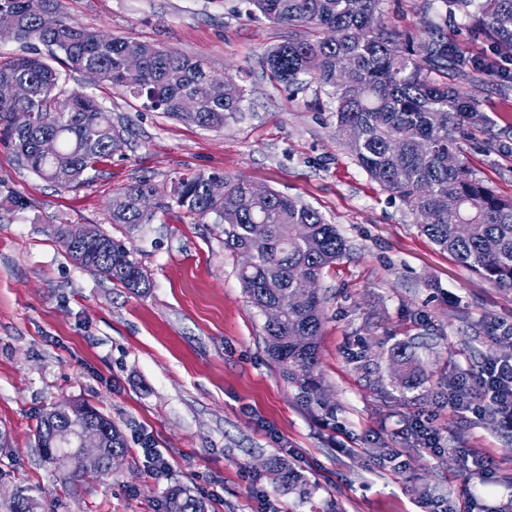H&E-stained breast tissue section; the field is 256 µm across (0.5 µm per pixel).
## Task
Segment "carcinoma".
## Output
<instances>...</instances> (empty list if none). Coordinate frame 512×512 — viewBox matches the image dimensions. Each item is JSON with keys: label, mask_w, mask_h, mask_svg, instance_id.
<instances>
[{"label": "carcinoma", "mask_w": 512, "mask_h": 512, "mask_svg": "<svg viewBox=\"0 0 512 512\" xmlns=\"http://www.w3.org/2000/svg\"><path fill=\"white\" fill-rule=\"evenodd\" d=\"M383 0H248L250 14L298 33L268 52L265 61L273 75L287 86L307 75L310 56L322 58L313 76L333 89L336 133L358 164L385 190L398 196L421 219V230L461 266L493 285L512 290V198H504L470 173L454 148L458 133L478 112L476 96L448 81V72L469 62L458 56L448 40L447 17L436 0H422L419 22L413 29L372 26ZM494 42L512 50V0H441ZM12 12L19 40L37 41L48 57L37 52L0 60V83L29 85L28 97L0 101V124L10 133L18 162L39 177L64 187L86 181L88 172L124 149L126 130L112 123L111 112L78 86L62 88L63 65L74 78L83 69L98 72L100 82L142 102L144 109L160 111L203 128L222 129L241 110L243 89L231 76L212 73L201 60L131 37H112L69 20L62 0H0V11ZM141 59L138 73L128 75L125 58ZM354 65V84L331 79L336 58ZM471 67L481 74L484 63ZM199 98L198 108L186 112L182 100ZM26 112L27 127L17 129L13 114ZM44 138L56 142L45 155ZM208 175L179 180L170 201L205 224L224 225V247L237 253L247 246L253 224L267 225L268 249L238 272L251 305L259 313L276 307L281 320L264 323L267 351L288 381L307 392L314 387L319 363V339L325 319V296L315 291L309 304L296 306L293 294L308 280H320L324 271L348 250L336 225L316 209L272 190L264 198L247 193L248 180L224 179V197L207 192ZM156 198L155 208L169 207L156 188L143 180L112 200V223L133 232L149 223L153 213L141 210L138 200ZM468 224L461 234L457 225ZM55 234L78 267L112 284L137 293L149 287L134 247L102 230L77 246L67 226ZM404 387L424 381L417 362L405 345L392 352ZM103 428L106 454L123 455L127 443L122 431L98 409L77 404L69 415L55 410L38 420L35 437L46 462L76 479L85 474L72 450L58 445V437L73 429ZM282 481L301 484L304 477L286 458L280 459ZM166 512H208L206 502L181 488L166 496Z\"/></svg>", "instance_id": "1"}]
</instances>
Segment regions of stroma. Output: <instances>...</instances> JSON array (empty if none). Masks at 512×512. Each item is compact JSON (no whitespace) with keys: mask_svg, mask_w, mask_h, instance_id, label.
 I'll list each match as a JSON object with an SVG mask.
<instances>
[{"mask_svg":"<svg viewBox=\"0 0 512 512\" xmlns=\"http://www.w3.org/2000/svg\"><path fill=\"white\" fill-rule=\"evenodd\" d=\"M247 0H64L79 24L197 57L244 89L241 110L220 130L148 112L110 85L91 91L128 127L113 154L78 187L63 188L19 165L0 127V512L21 491L38 512H165L180 484L208 512H425L434 502L462 512H499L512 499V425L450 409V377L489 358H512L493 339L512 324V293L439 250L403 202L373 181L336 135L331 90L288 87L265 63L288 27L255 18ZM448 35L468 60H512L463 16ZM479 110L458 140L473 177L512 197V90L487 76ZM242 177L300 199L337 226L350 252L319 283L328 301L320 337V393L304 395L270 358L265 319L238 278L222 225L180 207L156 211L134 233L112 221V200L142 178L159 194L197 174ZM58 224L103 230L135 247L150 280L133 293L76 266ZM416 343L424 384L391 378V349ZM86 403L123 431L128 451L106 473L66 481L35 443L53 405ZM429 414L448 450L434 458L407 436ZM167 459L149 474L141 446ZM402 453L400 469L377 449ZM492 460L480 483L462 451ZM301 462L303 488L274 465Z\"/></svg>","mask_w":512,"mask_h":512,"instance_id":"obj_1","label":"stroma"}]
</instances>
